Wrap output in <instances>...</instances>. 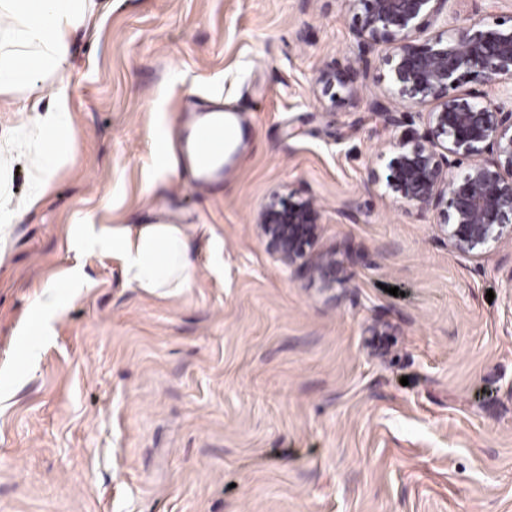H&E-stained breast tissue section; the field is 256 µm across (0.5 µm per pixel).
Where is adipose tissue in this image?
Masks as SVG:
<instances>
[{
  "label": "adipose tissue",
  "mask_w": 512,
  "mask_h": 512,
  "mask_svg": "<svg viewBox=\"0 0 512 512\" xmlns=\"http://www.w3.org/2000/svg\"><path fill=\"white\" fill-rule=\"evenodd\" d=\"M94 11V0H0V17L15 53H0V96L37 92L43 78H56L54 103L47 109L31 106L14 127L10 140L0 143V155L21 147L33 149L38 162L28 194L15 200L0 183V223L36 207L50 192L60 162L75 161L77 140L68 108L69 61L73 34ZM73 243L86 251L120 257L127 282L147 293L184 292L193 282L195 266L189 237L181 224H75Z\"/></svg>",
  "instance_id": "adipose-tissue-1"
}]
</instances>
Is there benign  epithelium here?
Here are the masks:
<instances>
[{
  "label": "benign epithelium",
  "instance_id": "1",
  "mask_svg": "<svg viewBox=\"0 0 512 512\" xmlns=\"http://www.w3.org/2000/svg\"><path fill=\"white\" fill-rule=\"evenodd\" d=\"M353 13L358 53L353 62L318 71L316 94L328 111L343 101L336 88L354 92L374 68L372 53L385 43L392 52L389 93L402 107H430L428 128L392 143L383 171L370 173L384 193L418 210H436L448 244L474 255L512 238V106L479 92L456 94L465 79L512 80V17L474 23L454 34L428 35L448 11V0H343ZM266 248L283 263L326 277L332 257L311 258L322 211L311 199L277 193L258 212Z\"/></svg>",
  "mask_w": 512,
  "mask_h": 512
}]
</instances>
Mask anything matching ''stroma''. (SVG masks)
<instances>
[{"label": "stroma", "mask_w": 512, "mask_h": 512, "mask_svg": "<svg viewBox=\"0 0 512 512\" xmlns=\"http://www.w3.org/2000/svg\"><path fill=\"white\" fill-rule=\"evenodd\" d=\"M510 13L449 0L434 30ZM352 27L340 0H103L74 34L79 161L0 258V512H512V239L458 254L371 183L390 45L336 111L314 86ZM194 100L242 130L207 188L149 166ZM276 192L321 207L330 279L267 251ZM85 219L185 225L192 288L129 286L72 246ZM73 269L93 287L40 335L28 310Z\"/></svg>", "instance_id": "obj_1"}]
</instances>
